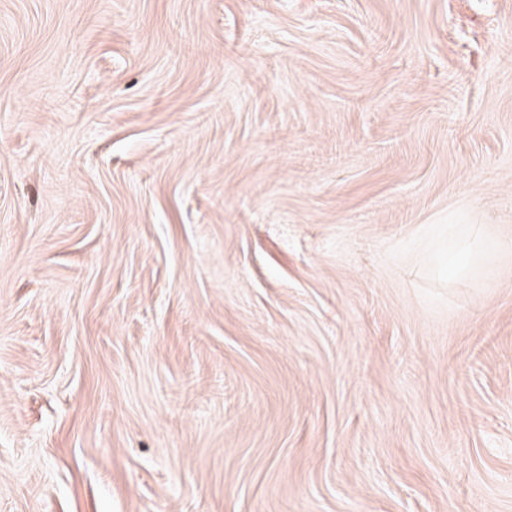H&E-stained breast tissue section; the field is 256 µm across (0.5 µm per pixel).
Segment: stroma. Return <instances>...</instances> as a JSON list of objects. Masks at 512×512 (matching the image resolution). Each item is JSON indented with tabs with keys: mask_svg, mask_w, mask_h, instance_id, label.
Here are the masks:
<instances>
[{
	"mask_svg": "<svg viewBox=\"0 0 512 512\" xmlns=\"http://www.w3.org/2000/svg\"><path fill=\"white\" fill-rule=\"evenodd\" d=\"M0 512H512V0H0Z\"/></svg>",
	"mask_w": 512,
	"mask_h": 512,
	"instance_id": "1",
	"label": "stroma"
}]
</instances>
